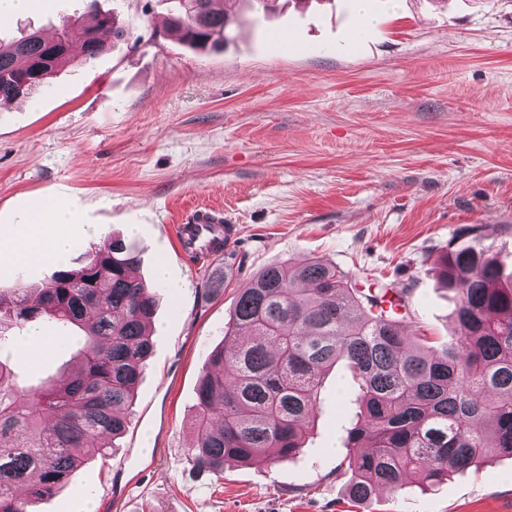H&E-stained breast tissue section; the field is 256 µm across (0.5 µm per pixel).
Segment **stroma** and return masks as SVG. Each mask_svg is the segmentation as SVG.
<instances>
[{
    "label": "stroma",
    "mask_w": 512,
    "mask_h": 512,
    "mask_svg": "<svg viewBox=\"0 0 512 512\" xmlns=\"http://www.w3.org/2000/svg\"><path fill=\"white\" fill-rule=\"evenodd\" d=\"M82 7L47 0L0 21V36L55 33ZM99 7L132 40L58 69L32 109L0 106V233L43 200L76 218L71 267L123 239L157 294L156 335L112 456L86 460L36 512H512L510 456L427 493L349 499L336 469L359 390L342 360L295 457L213 474L190 455L198 379L260 269L315 259L407 289L406 333L436 346L453 333L439 281L449 243L477 229L512 271V0H367L358 42L356 0H277L268 16L240 14L209 53L166 34L161 0ZM276 27L298 49L269 52ZM201 207L233 227L224 256L181 249L174 228ZM56 268L2 265L0 294Z\"/></svg>",
    "instance_id": "1"
}]
</instances>
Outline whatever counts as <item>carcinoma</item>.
Instances as JSON below:
<instances>
[{
    "mask_svg": "<svg viewBox=\"0 0 512 512\" xmlns=\"http://www.w3.org/2000/svg\"><path fill=\"white\" fill-rule=\"evenodd\" d=\"M167 32L192 49L219 50L232 38L224 0H173ZM84 60L129 40L116 17L86 0L47 41L35 31L0 38V100L48 84L71 60L72 27ZM138 255L114 239L78 270L59 269L36 296L0 294V345L32 322L79 331L76 367L62 380L18 383L0 357V512H31L63 488L89 455H112L124 433L145 362L155 294L136 275ZM440 278L454 292L455 335L437 349L410 338L395 308L403 296L363 289L315 260L255 273L239 290L224 337L197 386L194 465L272 463L301 451L324 372L342 358L360 394V418L347 432L350 497L382 488H432L494 454L512 456V272L476 237L448 244Z\"/></svg>",
    "mask_w": 512,
    "mask_h": 512,
    "instance_id": "carcinoma-1",
    "label": "carcinoma"
}]
</instances>
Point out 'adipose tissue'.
Segmentation results:
<instances>
[{
  "mask_svg": "<svg viewBox=\"0 0 512 512\" xmlns=\"http://www.w3.org/2000/svg\"><path fill=\"white\" fill-rule=\"evenodd\" d=\"M74 217L59 203L37 204L22 229L0 238V261L31 264L64 260L71 244L68 234Z\"/></svg>",
  "mask_w": 512,
  "mask_h": 512,
  "instance_id": "ef3b65f1",
  "label": "adipose tissue"
}]
</instances>
